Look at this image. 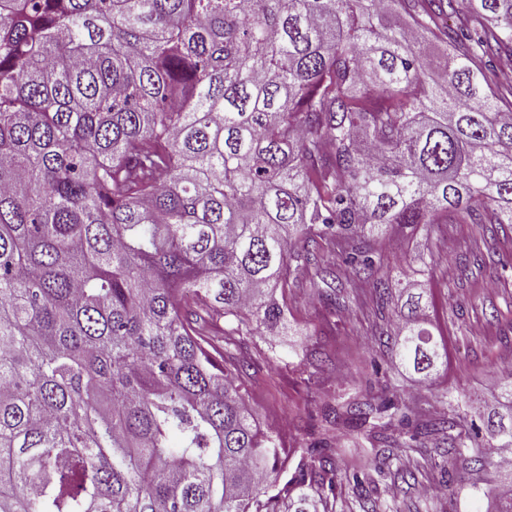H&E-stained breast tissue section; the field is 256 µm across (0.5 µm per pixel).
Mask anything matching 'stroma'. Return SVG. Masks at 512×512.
<instances>
[{
  "label": "stroma",
  "instance_id": "obj_1",
  "mask_svg": "<svg viewBox=\"0 0 512 512\" xmlns=\"http://www.w3.org/2000/svg\"><path fill=\"white\" fill-rule=\"evenodd\" d=\"M376 246L385 270L438 262L427 285V327L446 366L419 383L386 342L395 331V302L381 303L359 282L344 290L337 311L302 275L287 294L292 335L247 338L231 349L247 367L245 398L286 447L334 442L338 468L376 476L379 512H488L502 488L499 467L448 451L442 434L409 440L394 415L381 419L380 436L370 442L345 426L328 429L324 414L339 402L394 395L414 425L439 417L458 429L482 425L501 403L503 368L512 365V268L493 264L486 251L512 256V231L459 215L382 236ZM428 484L439 487L437 497L420 495Z\"/></svg>",
  "mask_w": 512,
  "mask_h": 512
}]
</instances>
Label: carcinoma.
<instances>
[{"label":"carcinoma","mask_w":512,"mask_h":512,"mask_svg":"<svg viewBox=\"0 0 512 512\" xmlns=\"http://www.w3.org/2000/svg\"><path fill=\"white\" fill-rule=\"evenodd\" d=\"M0 0V512H319L371 483L290 453L223 342L288 328L276 289L335 244L483 209L512 225V0ZM404 25L391 22L398 12ZM443 46L446 78L421 45ZM400 285L398 360L439 365ZM394 399L329 422L373 439ZM512 447V421L451 438Z\"/></svg>","instance_id":"1"}]
</instances>
